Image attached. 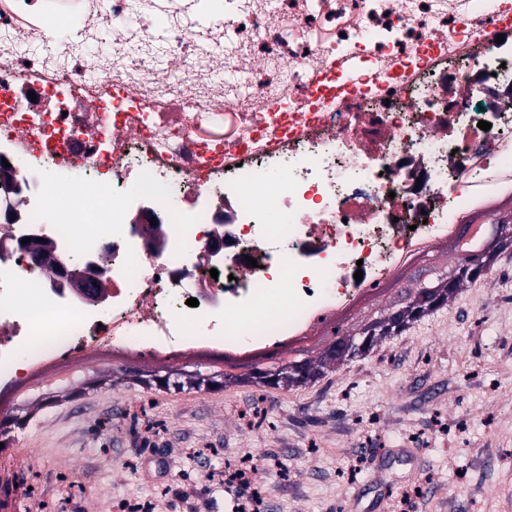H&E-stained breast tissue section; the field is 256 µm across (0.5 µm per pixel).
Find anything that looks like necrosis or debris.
<instances>
[{"instance_id":"necrosis-or-debris-1","label":"necrosis or debris","mask_w":512,"mask_h":512,"mask_svg":"<svg viewBox=\"0 0 512 512\" xmlns=\"http://www.w3.org/2000/svg\"><path fill=\"white\" fill-rule=\"evenodd\" d=\"M201 6L0 0L4 377L21 350L286 335L512 190V43L494 40L512 0H224L213 21ZM38 234L63 266L102 263L103 302L48 285L18 245ZM214 234L231 241L215 254Z\"/></svg>"}]
</instances>
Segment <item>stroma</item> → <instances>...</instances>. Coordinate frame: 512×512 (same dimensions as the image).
Returning a JSON list of instances; mask_svg holds the SVG:
<instances>
[{
	"mask_svg": "<svg viewBox=\"0 0 512 512\" xmlns=\"http://www.w3.org/2000/svg\"><path fill=\"white\" fill-rule=\"evenodd\" d=\"M349 370L283 395L213 400L179 377L159 389L83 385L34 419L27 461L0 481L38 496L10 512H512V257L498 281Z\"/></svg>",
	"mask_w": 512,
	"mask_h": 512,
	"instance_id": "35a3bbf8",
	"label": "stroma"
}]
</instances>
